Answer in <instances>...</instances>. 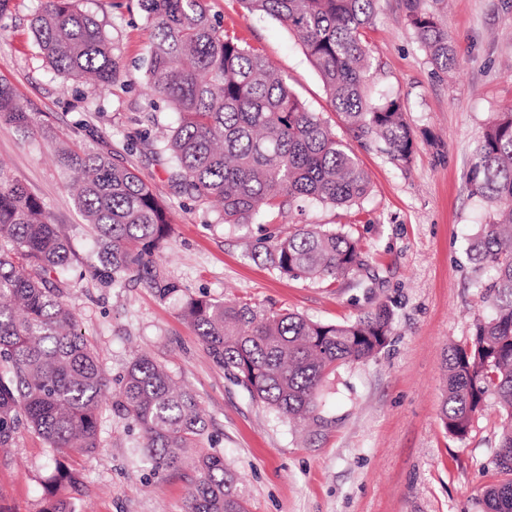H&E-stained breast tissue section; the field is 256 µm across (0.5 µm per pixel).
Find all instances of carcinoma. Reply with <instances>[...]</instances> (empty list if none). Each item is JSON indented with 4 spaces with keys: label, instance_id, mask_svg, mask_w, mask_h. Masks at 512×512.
I'll return each instance as SVG.
<instances>
[{
    "label": "carcinoma",
    "instance_id": "1",
    "mask_svg": "<svg viewBox=\"0 0 512 512\" xmlns=\"http://www.w3.org/2000/svg\"><path fill=\"white\" fill-rule=\"evenodd\" d=\"M79 0H42L31 21L34 41L58 76L110 84L118 76L107 22ZM294 32L318 70L334 111L363 145L409 159L413 134L397 98L372 102L366 91L372 63L365 29L377 0H240ZM444 0H404L405 17L437 73L456 64L442 25ZM149 25L147 86L178 114L164 144L170 179L194 202L222 204L221 220L243 226L261 212L303 201L352 206L370 191V178L335 130L288 89L273 63L238 35L217 26L205 0H137ZM0 122L23 133L34 118L14 89L0 81ZM58 165L78 178L76 202L92 225L99 264L92 273L114 288L143 282L174 298L209 355L270 410L293 422L313 417L327 377L346 363L367 360L388 343L393 312L380 305L356 321L328 324L295 314L189 294L157 262L171 232L168 209L149 184L102 149L54 150ZM474 194L491 210L468 245L477 282L494 315L474 324L471 342L448 355L441 405L446 430L459 439L493 397L503 409L493 461L506 476L489 489L485 512H512V113L495 118L469 172ZM254 251L281 275L324 280L364 265L354 233L343 227L302 228L258 238ZM72 261L69 240L43 203L0 163V446L19 426L59 454L44 479L39 512H75L82 474L66 463L99 447L100 409L109 390L99 354L77 330L61 279ZM113 406L144 432L143 455L157 474L182 467L187 450L206 433L198 401L166 369L140 356L127 367ZM192 461L198 474L186 512H248L239 479L223 455Z\"/></svg>",
    "mask_w": 512,
    "mask_h": 512
}]
</instances>
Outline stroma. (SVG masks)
<instances>
[{
    "label": "stroma",
    "instance_id": "1",
    "mask_svg": "<svg viewBox=\"0 0 512 512\" xmlns=\"http://www.w3.org/2000/svg\"><path fill=\"white\" fill-rule=\"evenodd\" d=\"M38 6L11 0L0 20V80L60 141L103 145L166 202L171 234L157 258L173 280L195 295L323 323L350 322L382 304L394 312L386 348L337 368L315 418L294 425L214 362L176 300H159L134 281L106 288L90 276L96 236L75 206L70 174L40 139L0 123V162L42 201L71 244L67 301L107 377L117 379L144 354L193 392L208 422L196 448L223 454L249 512H482L484 491L503 479L492 459L499 406L487 399L463 439L446 431L440 412L450 348L469 343L476 319L491 313L467 257L488 218L469 169L489 122L512 108V0H448L442 22L457 64L445 75L434 73L408 26L404 0H378L365 33L373 61L367 90L376 102L401 100L414 136L404 163L354 141L286 26L246 12L240 0H206L211 18L268 57L291 92L349 144L371 181L353 208L287 206L243 229L222 223L216 207L189 200L169 179L161 147L176 115L146 88L151 30L136 0L79 2L109 23L119 76L104 89L52 73L31 32ZM304 224L353 225L364 267L335 280L295 279L255 255L261 227L289 232ZM101 420L95 454L71 459L84 477L76 512H185L191 467L153 474L142 454L143 431L108 402ZM52 464L51 448L24 428L0 447V512H39L40 479Z\"/></svg>",
    "mask_w": 512,
    "mask_h": 512
}]
</instances>
